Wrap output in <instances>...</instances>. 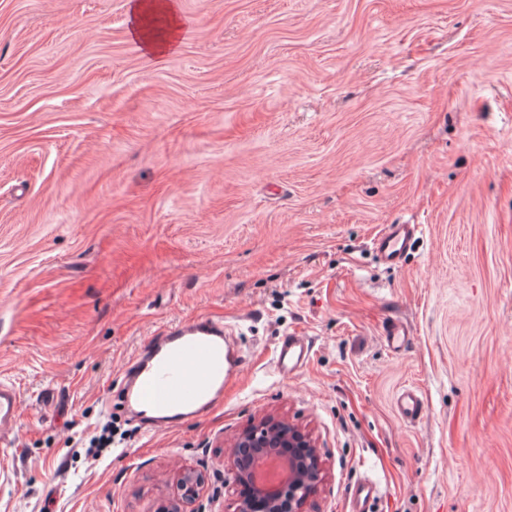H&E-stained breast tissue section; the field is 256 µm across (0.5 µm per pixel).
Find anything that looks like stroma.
Returning a JSON list of instances; mask_svg holds the SVG:
<instances>
[{"label": "stroma", "instance_id": "obj_1", "mask_svg": "<svg viewBox=\"0 0 512 512\" xmlns=\"http://www.w3.org/2000/svg\"><path fill=\"white\" fill-rule=\"evenodd\" d=\"M176 3L157 61L127 0H0V512H159L187 469L233 512L225 450L268 414L320 446L307 512L367 474L381 512H512V0ZM389 224L419 227L398 267ZM202 317L238 384L147 430L123 371ZM292 332L311 355L284 378ZM310 353V342L307 336L290 334L275 350L274 369L282 377L295 375L308 363ZM22 401L16 388L0 382V438L1 445L8 448L5 437L16 430L20 424ZM399 417L413 423L423 418L425 404L422 395L414 389H403L396 400Z\"/></svg>", "mask_w": 512, "mask_h": 512}]
</instances>
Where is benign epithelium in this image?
Returning <instances> with one entry per match:
<instances>
[{
	"mask_svg": "<svg viewBox=\"0 0 512 512\" xmlns=\"http://www.w3.org/2000/svg\"><path fill=\"white\" fill-rule=\"evenodd\" d=\"M282 448H306L302 458L288 457V478L277 486L257 482L252 470L256 458L277 455ZM229 481L241 488L234 504V512H254L260 503L263 512H281V503L288 500L290 512H306L308 502L319 492L324 479V460L312 437L288 420L264 416L245 428L229 446ZM180 498L164 512H200L196 503L204 487L202 475L191 470L177 479Z\"/></svg>",
	"mask_w": 512,
	"mask_h": 512,
	"instance_id": "benign-epithelium-1",
	"label": "benign epithelium"
}]
</instances>
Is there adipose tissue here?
<instances>
[{
	"label": "adipose tissue",
	"instance_id": "adipose-tissue-1",
	"mask_svg": "<svg viewBox=\"0 0 512 512\" xmlns=\"http://www.w3.org/2000/svg\"><path fill=\"white\" fill-rule=\"evenodd\" d=\"M130 34L145 53L161 59L177 45L181 22L175 0H130Z\"/></svg>",
	"mask_w": 512,
	"mask_h": 512
}]
</instances>
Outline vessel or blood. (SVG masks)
Instances as JSON below:
<instances>
[{"mask_svg": "<svg viewBox=\"0 0 512 512\" xmlns=\"http://www.w3.org/2000/svg\"><path fill=\"white\" fill-rule=\"evenodd\" d=\"M417 229L412 224H393L374 242L377 255L387 264L399 265L412 245ZM223 321L204 319L184 323L160 336L151 352L136 359L132 373L121 388L125 410L136 413L155 410L154 430H166L177 418L198 413L221 400L225 389L238 376L242 357L224 337ZM310 342L301 335H288L276 348L275 371L283 377L295 375L310 359ZM400 418L413 423L423 418L425 404L414 389H403L396 400ZM22 401L16 388L0 382V438L20 424ZM381 493L377 480L365 476L358 481L350 512H372Z\"/></svg>", "mask_w": 512, "mask_h": 512, "instance_id": "vessel-or-blood-1", "label": "vessel or blood"}]
</instances>
